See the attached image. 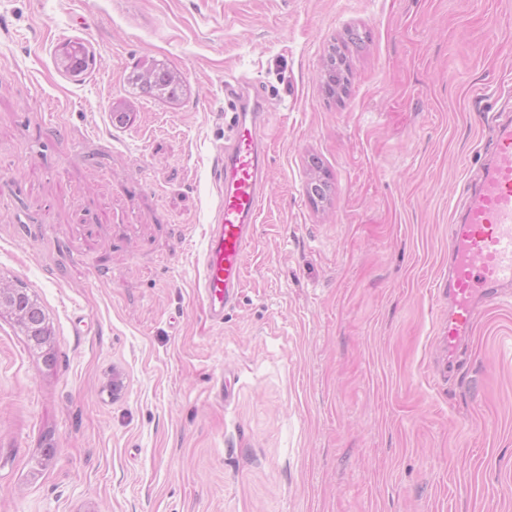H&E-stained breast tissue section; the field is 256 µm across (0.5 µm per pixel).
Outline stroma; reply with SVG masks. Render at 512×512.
<instances>
[{"mask_svg":"<svg viewBox=\"0 0 512 512\" xmlns=\"http://www.w3.org/2000/svg\"><path fill=\"white\" fill-rule=\"evenodd\" d=\"M155 60L183 102L134 90ZM238 86L268 167L216 324L198 283ZM504 108L512 0H0V279L57 355L0 313V512H512V288L432 371L451 216ZM61 65L64 70L73 76H79L92 65V57L82 42L70 41L60 49ZM344 65L343 56L337 52L335 47H332L327 54L325 62V77H326V90L329 94H336V76L338 81L344 77L342 64ZM12 306L19 302L20 312H32L36 317L37 324H33L28 320L16 318L15 322L21 332L27 339L29 347L33 351L43 353L44 363L48 367L56 364L55 354L51 350H46L42 338L43 330H51L52 327L48 321L47 315L37 296L29 294L26 288H13L11 293Z\"/></svg>","mask_w":512,"mask_h":512,"instance_id":"1","label":"stroma"}]
</instances>
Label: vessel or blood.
<instances>
[{"label": "vessel or blood", "mask_w": 512, "mask_h": 512, "mask_svg": "<svg viewBox=\"0 0 512 512\" xmlns=\"http://www.w3.org/2000/svg\"><path fill=\"white\" fill-rule=\"evenodd\" d=\"M230 143L214 176L224 188L210 227L200 287L213 322H222L242 286L244 258L263 201L266 151L258 136L263 114L238 94ZM490 160L458 206L448 246V275L435 289L448 303L440 328L438 362L455 361L478 300L497 298L512 285V115L498 113L490 136Z\"/></svg>", "instance_id": "obj_1"}]
</instances>
